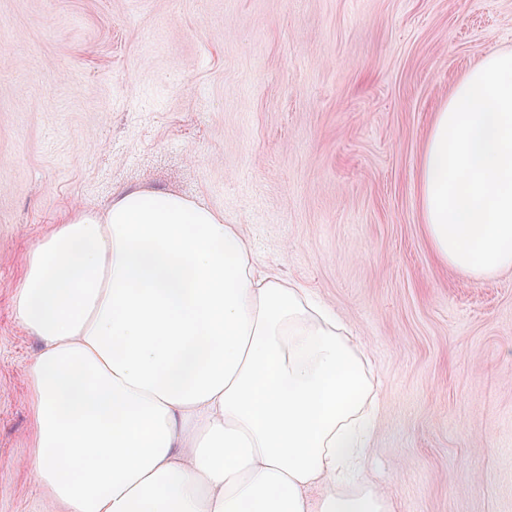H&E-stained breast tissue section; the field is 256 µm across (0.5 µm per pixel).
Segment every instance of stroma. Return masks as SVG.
<instances>
[{
    "label": "stroma",
    "mask_w": 512,
    "mask_h": 512,
    "mask_svg": "<svg viewBox=\"0 0 512 512\" xmlns=\"http://www.w3.org/2000/svg\"><path fill=\"white\" fill-rule=\"evenodd\" d=\"M508 48L512 0H0V512L50 509L24 259L128 186L221 210L351 330L395 512H512V270L440 262L418 197L434 112Z\"/></svg>",
    "instance_id": "obj_1"
}]
</instances>
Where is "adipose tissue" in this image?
I'll return each mask as SVG.
<instances>
[{
  "label": "adipose tissue",
  "mask_w": 512,
  "mask_h": 512,
  "mask_svg": "<svg viewBox=\"0 0 512 512\" xmlns=\"http://www.w3.org/2000/svg\"><path fill=\"white\" fill-rule=\"evenodd\" d=\"M418 195L441 260L512 269V50L436 112ZM14 305L40 342L30 473L61 512H394L363 476L366 353L209 206L130 187L74 209Z\"/></svg>",
  "instance_id": "1"
}]
</instances>
